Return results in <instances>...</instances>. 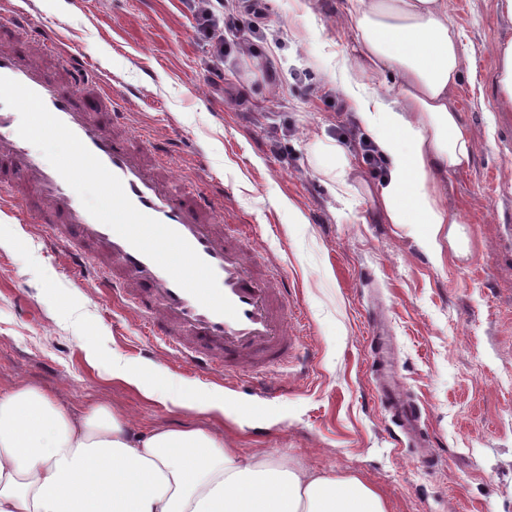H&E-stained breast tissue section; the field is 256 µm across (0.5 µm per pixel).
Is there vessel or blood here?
<instances>
[{"label":"vessel or blood","instance_id":"obj_1","mask_svg":"<svg viewBox=\"0 0 512 512\" xmlns=\"http://www.w3.org/2000/svg\"><path fill=\"white\" fill-rule=\"evenodd\" d=\"M12 34L55 56L63 78L51 76L29 54L0 49V76L36 92L48 110L123 183L133 205L181 234L213 267L224 295L236 306L229 318L202 306L156 263L111 228L94 219L78 195L32 144L18 134L19 114L0 103V190L20 211H33L51 235L67 232L74 264L101 277L126 308L203 373L247 369L260 376L287 361L294 349L288 332L287 288L252 263L246 237L221 223L224 198H207L186 184L175 188L158 148L142 147L118 134L117 117L126 101L120 88H101L95 70L76 53L61 48L52 31L37 29L26 14L16 15ZM376 401L391 414L409 445L422 449L426 466H436L420 431L417 408L404 402L397 369L400 359L388 337L372 339Z\"/></svg>","mask_w":512,"mask_h":512}]
</instances>
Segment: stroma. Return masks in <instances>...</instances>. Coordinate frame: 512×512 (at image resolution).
<instances>
[{
	"label": "stroma",
	"mask_w": 512,
	"mask_h": 512,
	"mask_svg": "<svg viewBox=\"0 0 512 512\" xmlns=\"http://www.w3.org/2000/svg\"><path fill=\"white\" fill-rule=\"evenodd\" d=\"M348 0H265V56H217L191 0H0V25L24 12L60 32L106 82L127 90L123 128L168 152L174 178L224 192L225 224L243 228L259 263L285 272L296 358L262 397L244 370L201 374L92 278L42 224L0 207V388L31 384L72 407L103 403L141 430L160 424L223 432L317 472L355 476L390 512H512V112L497 111L490 46L512 36L497 0H448L473 62L457 106L476 145L449 174L444 202L464 222L440 236L442 261L413 224H383L380 184L362 161L353 110L339 91L353 33ZM341 143L353 174L328 189ZM402 358L403 391L420 411L435 468L417 462L374 397L368 311ZM163 365L199 391L223 389L246 408L217 420L170 411L113 378L124 365Z\"/></svg>",
	"instance_id": "stroma-1"
}]
</instances>
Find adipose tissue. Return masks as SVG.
I'll use <instances>...</instances> for the list:
<instances>
[{
	"instance_id": "1",
	"label": "adipose tissue",
	"mask_w": 512,
	"mask_h": 512,
	"mask_svg": "<svg viewBox=\"0 0 512 512\" xmlns=\"http://www.w3.org/2000/svg\"><path fill=\"white\" fill-rule=\"evenodd\" d=\"M343 20L356 47L340 88L387 175L378 193L385 224H420L421 246L441 255L444 225L462 223L442 187L467 169L474 140L455 92L467 57L448 0H349ZM495 104L512 111V38L491 48ZM381 78L371 89L363 76ZM116 376L171 410L213 417L232 411L223 391H194L155 367ZM0 512H389L353 476L312 472L295 461L244 455L223 434L196 427L137 429L119 410L67 405L30 384L0 389Z\"/></svg>"
}]
</instances>
